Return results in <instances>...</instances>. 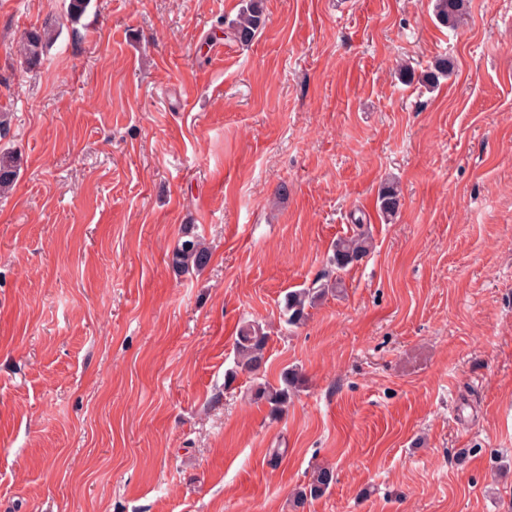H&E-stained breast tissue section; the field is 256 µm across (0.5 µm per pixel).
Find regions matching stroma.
<instances>
[{
  "instance_id": "obj_1",
  "label": "stroma",
  "mask_w": 512,
  "mask_h": 512,
  "mask_svg": "<svg viewBox=\"0 0 512 512\" xmlns=\"http://www.w3.org/2000/svg\"><path fill=\"white\" fill-rule=\"evenodd\" d=\"M242 6L0 0V512H294L319 465L304 512H512V0L454 30L431 0H264L246 45ZM440 57L437 86L395 74ZM357 223L344 292L289 326ZM187 225L212 257L179 275ZM246 321L266 371L229 384ZM286 368L274 417L251 393ZM263 0H249L235 20L228 24L229 34L240 43H249L264 25ZM60 25L45 23L41 28L30 30L18 41L19 56L28 65L40 63L45 48L59 35ZM22 163V157L17 152L0 151V195L14 187ZM380 213L385 217L395 216L401 205V193L394 184L383 186L377 198ZM357 225L359 231L354 232L351 236L337 239L333 245L329 264L334 270L342 271L362 260L369 253L372 240L368 233L361 230L362 224ZM334 482L335 473L333 468H315L307 483L295 490L293 494V507L295 509H303L309 500L322 497Z\"/></svg>"
}]
</instances>
